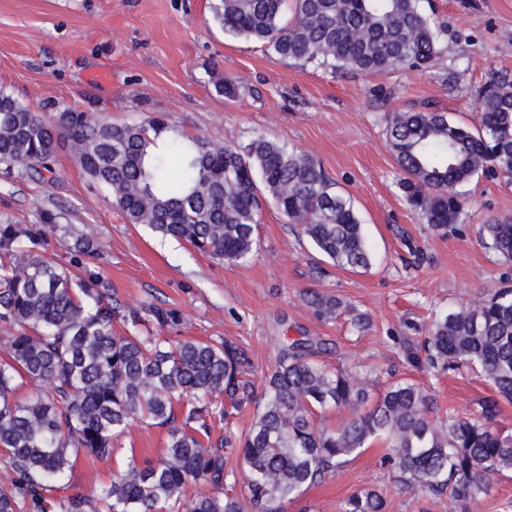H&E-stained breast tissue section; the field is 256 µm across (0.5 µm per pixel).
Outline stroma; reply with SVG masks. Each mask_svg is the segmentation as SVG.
<instances>
[{
	"label": "stroma",
	"instance_id": "1",
	"mask_svg": "<svg viewBox=\"0 0 512 512\" xmlns=\"http://www.w3.org/2000/svg\"><path fill=\"white\" fill-rule=\"evenodd\" d=\"M212 0H0V87L53 119L71 108L112 124L162 116L176 131L229 145L262 135L320 162L362 221L374 262L336 268L273 203L262 205L256 247L243 262L215 260L188 243L127 223L111 192L92 184L69 144L52 174L36 180L0 171V223L57 225L43 249L62 262L59 227L91 235L96 267L121 303L152 301L180 311L174 339L229 340L248 350L262 384L281 348L303 336L324 339L321 361L361 367L380 385L432 387L439 414L477 416L491 389L479 369L436 368L425 341L435 317L512 286V261L480 242L482 225L512 222V181L482 177L465 186L467 216L431 232L405 202L385 142L389 114L436 102L466 125L477 120L481 87L512 76V0H424L445 53L426 70L340 75L276 58L267 45L233 37L214 21ZM220 68L239 82L229 100L209 82ZM340 300L318 318L306 295ZM365 321L354 329V317ZM164 430L131 423L125 451L157 457ZM376 444L336 475L305 489L287 512H341L346 499L380 490L387 512H506L512 474L490 495L465 504L397 484Z\"/></svg>",
	"mask_w": 512,
	"mask_h": 512
}]
</instances>
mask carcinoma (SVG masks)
I'll use <instances>...</instances> for the list:
<instances>
[{
    "instance_id": "carcinoma-1",
    "label": "carcinoma",
    "mask_w": 512,
    "mask_h": 512,
    "mask_svg": "<svg viewBox=\"0 0 512 512\" xmlns=\"http://www.w3.org/2000/svg\"><path fill=\"white\" fill-rule=\"evenodd\" d=\"M421 0H214L224 32L268 45L283 61L352 74L426 69L444 53ZM215 91L238 81L210 72ZM479 122L466 126L429 103L391 114L386 143L410 210L433 231L460 224L461 187L479 175L512 177V79L479 91ZM154 117L115 125L69 109L49 121L0 88V166L43 177L66 141L89 179L108 188L130 224L188 242L216 259L240 262L256 246L261 200H272L333 266L358 271L372 255L351 197L311 156L255 136L218 145L200 136L156 140ZM55 224H0V512H285L375 442L390 449L396 481L459 503L486 496L491 476L512 473V434L495 425L499 401H512V288H499L435 320L426 340L431 364L477 366L495 392L475 418L433 422L430 389L408 382L376 393L369 379L329 369L325 343L301 337L281 349L249 428L230 420L256 403L248 351L227 341L173 340L159 331L179 310L153 302L126 306L93 264L97 242L64 229L67 263L43 257ZM483 244L512 260V223L483 225ZM307 302L323 319L339 302L316 292ZM34 392L17 399L19 382ZM345 409L334 428L319 413ZM133 421L166 431L158 458L130 456L99 493L70 482L81 456L110 462ZM224 436L213 438L217 425ZM246 473L228 484L224 448ZM213 487L189 501V485ZM343 512H387L376 489L351 495Z\"/></svg>"
}]
</instances>
